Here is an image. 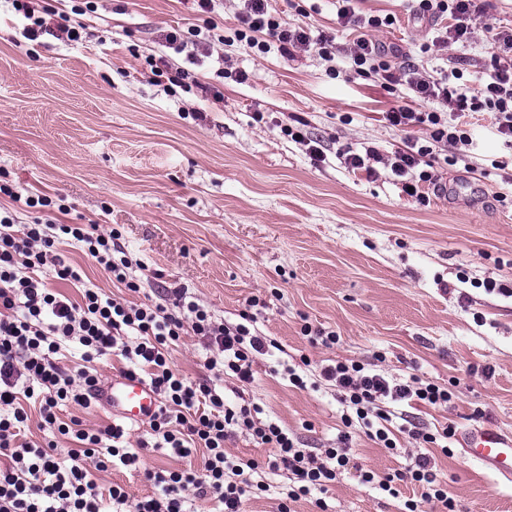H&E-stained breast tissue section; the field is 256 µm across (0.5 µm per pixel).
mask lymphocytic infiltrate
Returning <instances> with one entry per match:
<instances>
[{"label": "lymphocytic infiltrate", "instance_id": "1", "mask_svg": "<svg viewBox=\"0 0 512 512\" xmlns=\"http://www.w3.org/2000/svg\"><path fill=\"white\" fill-rule=\"evenodd\" d=\"M336 2L338 23L364 32L349 54L351 71L390 88L405 86L416 99L452 106L458 117L451 123L436 110L393 107L386 114L389 124L423 127L424 141H407L388 157L372 146L361 151L339 148L337 155L348 169L372 174L377 166L389 168L420 201L424 198L422 185L437 181L428 156L440 146L471 149L473 139L461 121L466 113H494L497 134L512 139V29H488L493 49L491 70L473 92L460 86L463 72L458 66L435 77L373 39V31L392 25L391 17L359 14L354 0ZM11 4L27 21L26 39H36L39 32L49 30L68 42L80 40L83 28L71 25L70 14H60L51 26L39 15L34 0H11ZM486 6V0H418L420 15L440 22L432 44L441 49L472 41ZM236 21L233 41L257 55L275 50L289 56L314 46L324 61L336 57L332 36H315L310 29L283 24L271 11L269 0H240ZM215 29L206 19L204 26L167 32L166 47L184 55L187 64L153 67L154 76L167 77L186 89L202 85L188 65L199 52L209 50ZM0 194L47 213L45 219L22 224L13 211L0 209V512H189L187 505L193 500L210 501L212 512H242L245 497L268 492L263 480L267 474H283L289 480L278 512H293V503L308 496L313 497L317 512H327L320 494L349 469L355 434H365L380 447L396 451L388 403L442 406L452 398L447 386L434 381L418 377L401 381L366 368L360 361L339 359L319 371L321 379L334 383L343 407L338 444L319 454L298 448L276 422L259 418L258 407L230 401L224 395V376L252 383L256 355L280 347L277 340L259 331L252 313L241 311L239 322L231 324L215 319L198 302L188 299L182 288H167L159 300L136 303L86 287L80 271L64 260L60 245L78 246L128 291L136 293L142 288V279L133 275L132 262L119 244L120 232L113 228L94 233L80 224L58 223L55 214L65 206L45 194L23 193L6 183L0 184ZM48 269L70 285V292L49 287L43 276ZM189 334L205 340L204 365L214 371V379L196 381L173 368L170 350ZM69 344L81 348V367L61 365L62 351ZM106 355L118 358L121 375L145 380L160 397L149 420L151 448L181 459L200 460L196 469L145 471L155 492L136 500L122 485L103 487L91 477L92 471L104 472L117 463L132 471L139 469L140 456L128 448L125 425L114 422L93 431L86 429L79 417L61 415L63 407L71 403L89 407L93 390L103 382L94 361ZM35 414L41 419V428L50 433L38 445L27 439ZM239 432L269 446L265 459L227 455L226 442ZM455 433L450 425L434 431L413 427L409 435L423 445V452L409 453L403 469L382 478L371 471L360 472L361 483L378 484L392 496L397 495L400 482L421 488L419 499L404 500L401 512H420L424 503L454 512L455 502L438 479L426 450L433 447L451 455L448 442ZM61 436L72 443L65 460L58 453Z\"/></svg>", "mask_w": 512, "mask_h": 512}]
</instances>
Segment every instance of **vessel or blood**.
Here are the masks:
<instances>
[{
    "mask_svg": "<svg viewBox=\"0 0 512 512\" xmlns=\"http://www.w3.org/2000/svg\"><path fill=\"white\" fill-rule=\"evenodd\" d=\"M97 399L133 423L149 418L159 403L157 392L147 382L124 376L103 387ZM460 444L472 461L512 480V432L492 424L471 425L461 432Z\"/></svg>",
    "mask_w": 512,
    "mask_h": 512,
    "instance_id": "obj_1",
    "label": "vessel or blood"
}]
</instances>
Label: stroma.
Here are the masks:
<instances>
[{"label":"stroma","instance_id":"35a3bbf8","mask_svg":"<svg viewBox=\"0 0 512 512\" xmlns=\"http://www.w3.org/2000/svg\"><path fill=\"white\" fill-rule=\"evenodd\" d=\"M270 6L289 26L335 33L340 46L358 37L338 24L336 0ZM359 8L395 16L376 39L433 75L446 72L447 56L465 58L472 88L488 73L484 28L512 27V0H488L472 43L424 54L433 22L413 0H360ZM81 21L83 41H30L24 18L0 0V170L17 189L64 197L61 223L116 228L146 294L187 287L228 323L260 298L257 327L281 348L257 355L251 385L225 378L226 397L242 392L299 447L331 448L343 410L334 387L298 389L277 370L304 357L352 358L398 379L453 383L448 405L394 406L391 427L403 447L414 445L401 431L407 421L512 431V206L497 200L512 192V149L495 135L492 113L464 117L474 140L468 163L451 166L445 151L434 152L440 186L426 188L421 204L390 170L353 171L336 157L344 144L388 155L421 136L384 119L407 97L404 87L358 77L341 56L334 78L313 53L259 57L218 43L225 68L248 79L225 80L215 105L151 78L150 60L183 63L160 34L199 24L190 0H97ZM299 124L319 140L324 162L284 135ZM64 254L87 287L134 300L78 249ZM306 324L336 332L339 345L311 344ZM354 446L358 465L380 476L406 463L361 434ZM435 462L457 512H512V481L459 449ZM399 490L394 498L345 473L324 499L329 512H400L420 491L410 483Z\"/></svg>","mask_w":512,"mask_h":512}]
</instances>
